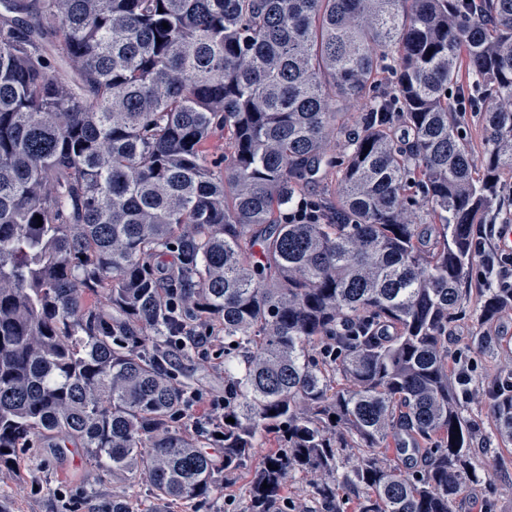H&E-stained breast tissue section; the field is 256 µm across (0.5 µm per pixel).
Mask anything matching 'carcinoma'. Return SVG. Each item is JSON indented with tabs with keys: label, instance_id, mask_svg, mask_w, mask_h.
Here are the masks:
<instances>
[{
	"label": "carcinoma",
	"instance_id": "1",
	"mask_svg": "<svg viewBox=\"0 0 512 512\" xmlns=\"http://www.w3.org/2000/svg\"><path fill=\"white\" fill-rule=\"evenodd\" d=\"M481 6L0 0V469L71 444L114 486L194 503L274 434L243 512H291L280 490L309 473L322 512L349 491L357 512H456L476 429L448 333L474 298L484 322L512 309L468 287L473 226L512 174V0ZM462 65L486 104L479 154L452 111ZM332 169V206L286 222ZM196 326L224 340L235 422L190 432L171 356ZM491 407L512 440V373ZM390 437L425 460L402 470ZM106 512L155 510L115 492Z\"/></svg>",
	"mask_w": 512,
	"mask_h": 512
}]
</instances>
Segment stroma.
Masks as SVG:
<instances>
[{
    "mask_svg": "<svg viewBox=\"0 0 512 512\" xmlns=\"http://www.w3.org/2000/svg\"><path fill=\"white\" fill-rule=\"evenodd\" d=\"M480 311L470 304L453 325L448 351L466 363L470 375V394L463 403L464 414L478 428L476 467L479 478L467 489L461 512H512V446L502 447L495 431L489 386L501 370L512 367V359L488 356L473 340ZM224 362L223 346L192 356L175 354V369L181 380H201L204 384L197 402L205 408L211 397L223 394L224 375L217 365ZM22 472L0 484V499L12 512H100L99 495L106 480L97 466L77 449L57 453L46 445L26 448L20 460Z\"/></svg>",
    "mask_w": 512,
    "mask_h": 512,
    "instance_id": "stroma-1",
    "label": "stroma"
}]
</instances>
